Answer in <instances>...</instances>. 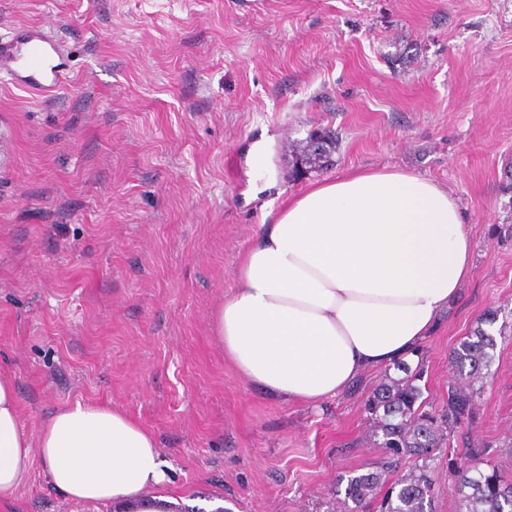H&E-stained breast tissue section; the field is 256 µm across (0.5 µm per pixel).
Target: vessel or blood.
I'll list each match as a JSON object with an SVG mask.
<instances>
[{"instance_id":"obj_1","label":"vessel or blood","mask_w":512,"mask_h":512,"mask_svg":"<svg viewBox=\"0 0 512 512\" xmlns=\"http://www.w3.org/2000/svg\"><path fill=\"white\" fill-rule=\"evenodd\" d=\"M71 61L69 46L40 26L21 25L0 37V74L33 97L59 96L69 84Z\"/></svg>"}]
</instances>
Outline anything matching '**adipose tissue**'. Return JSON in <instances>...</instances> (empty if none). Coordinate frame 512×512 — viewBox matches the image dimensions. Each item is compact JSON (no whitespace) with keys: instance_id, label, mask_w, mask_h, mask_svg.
<instances>
[{"instance_id":"adipose-tissue-1","label":"adipose tissue","mask_w":512,"mask_h":512,"mask_svg":"<svg viewBox=\"0 0 512 512\" xmlns=\"http://www.w3.org/2000/svg\"><path fill=\"white\" fill-rule=\"evenodd\" d=\"M473 271L448 191L399 170L312 182L263 225L212 332L249 383L316 405L364 371L412 356ZM40 458L67 499L112 512H173L178 500L152 432L115 407L76 400L30 438L17 390L0 377V503Z\"/></svg>"}]
</instances>
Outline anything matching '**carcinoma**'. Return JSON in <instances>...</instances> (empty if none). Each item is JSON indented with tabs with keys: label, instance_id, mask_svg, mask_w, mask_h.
Instances as JSON below:
<instances>
[{
	"label": "carcinoma",
	"instance_id": "1",
	"mask_svg": "<svg viewBox=\"0 0 512 512\" xmlns=\"http://www.w3.org/2000/svg\"><path fill=\"white\" fill-rule=\"evenodd\" d=\"M320 148L311 141L301 146L305 164L314 169L336 149V138L323 132L318 136ZM498 311L490 308L476 321L470 334L453 348L449 360L451 380L448 399L441 408L425 409L419 382L424 377L421 365L401 361L395 369L402 376L385 375L364 403L371 421V439L383 449V461L375 470L350 473L338 483L345 484L343 512H361L376 504V512H433L435 487L429 468L415 466L400 480L391 483L382 497L377 491L386 477L406 459L424 460L432 451L474 420L477 399L491 367L498 339L504 329L495 328ZM466 453L477 464L461 468L448 462V477L457 493L456 512H512V477L507 476L489 458L490 450L468 443Z\"/></svg>",
	"mask_w": 512,
	"mask_h": 512
}]
</instances>
